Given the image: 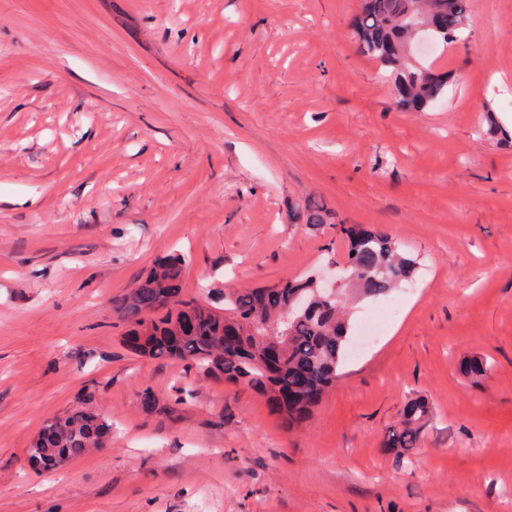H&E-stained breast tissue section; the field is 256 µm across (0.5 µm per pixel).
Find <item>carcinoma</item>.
<instances>
[{
  "instance_id": "cac0c4a2",
  "label": "carcinoma",
  "mask_w": 512,
  "mask_h": 512,
  "mask_svg": "<svg viewBox=\"0 0 512 512\" xmlns=\"http://www.w3.org/2000/svg\"><path fill=\"white\" fill-rule=\"evenodd\" d=\"M471 0H361L352 23L360 53L391 69L395 107L423 112L443 94L448 72L417 66L411 49L418 35L448 44L459 38ZM347 241L346 282L327 297L312 273L272 285L224 291L219 309L183 293V261L166 256L155 261L136 288L113 301L112 311L128 324L127 342L150 358L189 361L198 373L267 394L288 423L315 406L341 377L350 351L347 306L351 292L377 297L410 280L416 260L400 249L390 233L344 224ZM427 406L414 402L403 410L393 448H414ZM54 442L35 437L27 448L29 467L62 464L83 456L105 441L112 423L93 395L82 406L45 422Z\"/></svg>"
}]
</instances>
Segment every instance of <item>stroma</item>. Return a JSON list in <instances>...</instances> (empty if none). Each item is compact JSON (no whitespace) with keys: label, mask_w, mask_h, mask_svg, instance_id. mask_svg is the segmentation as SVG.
Segmentation results:
<instances>
[{"label":"stroma","mask_w":512,"mask_h":512,"mask_svg":"<svg viewBox=\"0 0 512 512\" xmlns=\"http://www.w3.org/2000/svg\"><path fill=\"white\" fill-rule=\"evenodd\" d=\"M357 11L0 0V512H512V0H472L457 42L416 49L454 75L422 112L395 108ZM311 202L327 223L297 218ZM342 222L419 266L354 304L359 348L299 426L126 347L112 302L158 257L217 306L344 261ZM89 392L111 440L35 473L30 440ZM412 400L429 415L401 453Z\"/></svg>","instance_id":"35a3bbf8"}]
</instances>
